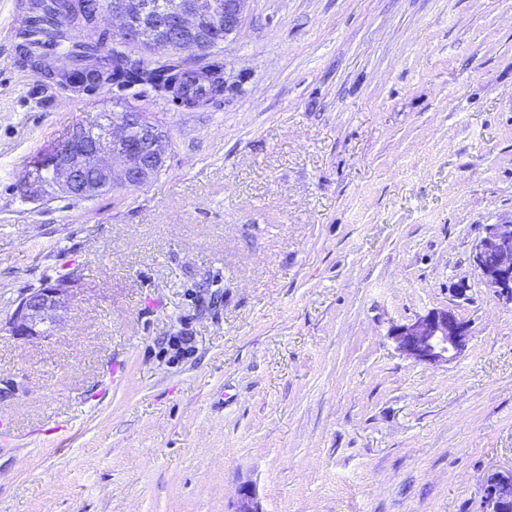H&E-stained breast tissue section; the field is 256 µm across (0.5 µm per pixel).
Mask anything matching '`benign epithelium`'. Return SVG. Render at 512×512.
<instances>
[{
	"instance_id": "7a95c632",
	"label": "benign epithelium",
	"mask_w": 512,
	"mask_h": 512,
	"mask_svg": "<svg viewBox=\"0 0 512 512\" xmlns=\"http://www.w3.org/2000/svg\"><path fill=\"white\" fill-rule=\"evenodd\" d=\"M248 0H108L92 17L112 13V41L148 48L154 56L193 52L207 55L236 34ZM59 23L81 24L80 4L63 10ZM168 155L165 132L148 116L127 110L104 126H75L48 160L49 177L39 164L29 168L20 191L32 201L53 195L90 199L118 188L147 184L163 169ZM473 265L484 286L512 304V224H486L473 251ZM69 283L58 281L21 293L0 320V334L18 340L46 337L68 307ZM389 336L396 350L421 363L448 361L471 337L470 326L447 310H431L395 325ZM481 512H512V473L489 475L481 489ZM234 512H263L247 490Z\"/></svg>"
}]
</instances>
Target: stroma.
Wrapping results in <instances>:
<instances>
[{
  "label": "stroma",
  "instance_id": "1",
  "mask_svg": "<svg viewBox=\"0 0 512 512\" xmlns=\"http://www.w3.org/2000/svg\"><path fill=\"white\" fill-rule=\"evenodd\" d=\"M0 0V318L59 280L53 334L0 335V512H480L512 471V304L472 262L512 224V0H248L175 105L23 60ZM148 113L162 171L25 200L30 162ZM466 284V295L455 292ZM452 310L456 358L392 326ZM124 373L111 382L113 363ZM220 92L218 87L212 84H197L194 79L185 77L182 83L181 95L189 101L198 103V106L206 104L217 93ZM389 336L396 350L421 363L447 362L471 337L470 326L448 309L431 310L410 323L395 325Z\"/></svg>",
  "mask_w": 512,
  "mask_h": 512
}]
</instances>
